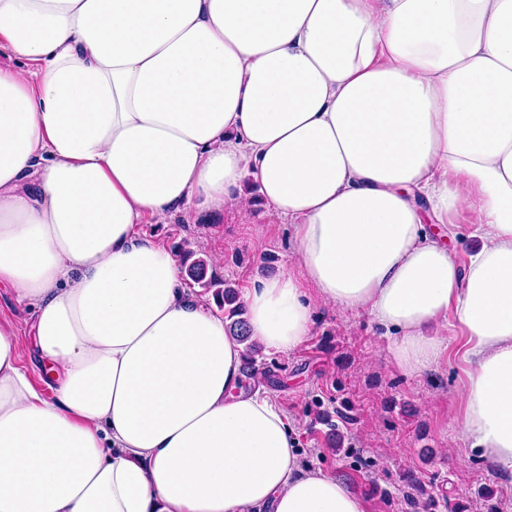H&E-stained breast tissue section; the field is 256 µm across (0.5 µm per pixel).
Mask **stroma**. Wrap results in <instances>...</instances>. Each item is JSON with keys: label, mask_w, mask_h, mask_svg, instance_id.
Instances as JSON below:
<instances>
[{"label": "stroma", "mask_w": 512, "mask_h": 512, "mask_svg": "<svg viewBox=\"0 0 512 512\" xmlns=\"http://www.w3.org/2000/svg\"><path fill=\"white\" fill-rule=\"evenodd\" d=\"M141 230L179 254L207 258V277L240 292L296 260L291 226L261 203L244 217L175 216ZM219 253L223 263H211ZM440 333L448 356L410 377L390 356L394 334L367 313L319 307L306 342L288 353L259 350L243 364V384L277 400L296 427L302 462L343 478L366 512H416L422 491L431 512H512V479L481 459L461 430L458 343L452 324Z\"/></svg>", "instance_id": "obj_1"}]
</instances>
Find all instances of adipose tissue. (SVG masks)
I'll return each mask as SVG.
<instances>
[{
    "instance_id": "ef3b65f1",
    "label": "adipose tissue",
    "mask_w": 512,
    "mask_h": 512,
    "mask_svg": "<svg viewBox=\"0 0 512 512\" xmlns=\"http://www.w3.org/2000/svg\"><path fill=\"white\" fill-rule=\"evenodd\" d=\"M247 178L298 258L251 339L364 311L421 376L454 316L460 424L512 475V0H0V288L34 310L27 348L0 311V512H365L140 230L249 213ZM464 208L463 263L425 226Z\"/></svg>"
}]
</instances>
